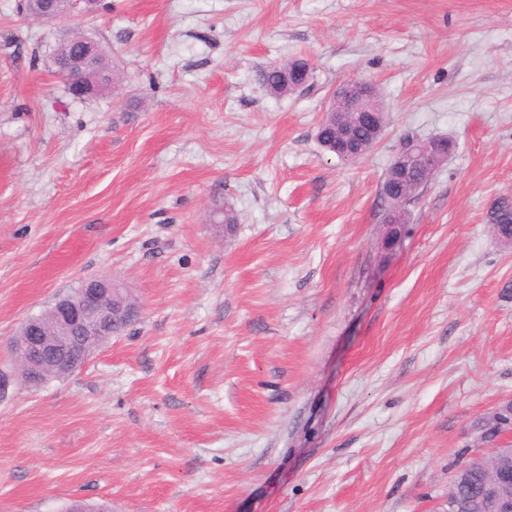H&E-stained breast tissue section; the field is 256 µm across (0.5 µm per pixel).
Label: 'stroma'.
<instances>
[{"mask_svg":"<svg viewBox=\"0 0 512 512\" xmlns=\"http://www.w3.org/2000/svg\"><path fill=\"white\" fill-rule=\"evenodd\" d=\"M76 29L116 94L56 76ZM297 57L307 87L271 97ZM349 79L388 114L352 164L315 138ZM407 135L453 150L385 252ZM503 196L512 0H102L74 22L0 0V369L81 279L139 308L70 376L0 394V512H446L512 401ZM292 63L289 60L283 64L270 66L263 73V83L266 86L267 92L273 97H283L288 95V88H286V81L288 78V64ZM278 69V70H277ZM285 74L287 78L285 77ZM493 234L499 240L512 238V198L500 197L488 214Z\"/></svg>","mask_w":512,"mask_h":512,"instance_id":"obj_1","label":"stroma"}]
</instances>
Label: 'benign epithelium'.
Instances as JSON below:
<instances>
[{"label":"benign epithelium","instance_id":"benign-epithelium-1","mask_svg":"<svg viewBox=\"0 0 512 512\" xmlns=\"http://www.w3.org/2000/svg\"><path fill=\"white\" fill-rule=\"evenodd\" d=\"M63 0H24L26 17L40 21H55L64 13ZM72 52L67 61L69 91L76 98H89L112 91V74L100 77L93 71L103 56L101 46L83 35L71 38ZM377 91L373 84L352 80L342 84L333 93L328 110L330 121L345 130L352 125H362L377 134L383 129L384 110L376 105ZM448 140L437 137L426 141L404 142L390 164L381 193L386 197L413 200L420 184L412 175L410 163L429 173L440 169L448 158ZM57 334L44 335L40 324L29 318L23 326L26 342L20 346L25 352L24 376L32 387L50 379V371L69 375L85 365L91 356L90 343L99 336H110L116 325L134 321L138 310L126 304L124 288L109 276H93L80 281L75 296H58L50 306ZM512 427V412L503 414L498 408L490 419V428L497 434ZM487 491L492 496L496 512H512V467L500 466L487 478Z\"/></svg>","mask_w":512,"mask_h":512}]
</instances>
